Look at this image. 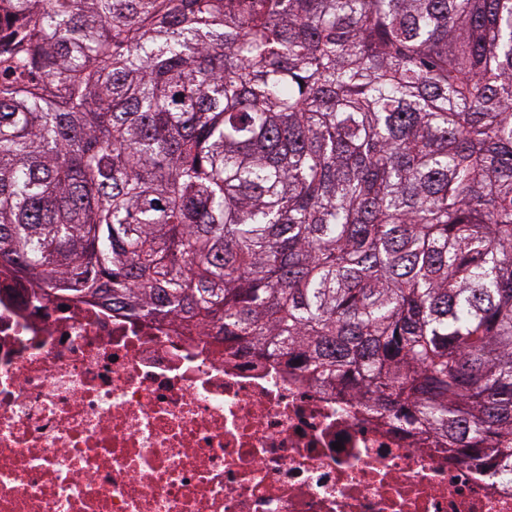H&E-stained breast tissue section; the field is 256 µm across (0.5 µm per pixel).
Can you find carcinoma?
<instances>
[{
	"label": "carcinoma",
	"instance_id": "1",
	"mask_svg": "<svg viewBox=\"0 0 512 512\" xmlns=\"http://www.w3.org/2000/svg\"><path fill=\"white\" fill-rule=\"evenodd\" d=\"M512 468V0H0V270Z\"/></svg>",
	"mask_w": 512,
	"mask_h": 512
}]
</instances>
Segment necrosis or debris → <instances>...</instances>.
Segmentation results:
<instances>
[{
    "label": "necrosis or debris",
    "mask_w": 512,
    "mask_h": 512,
    "mask_svg": "<svg viewBox=\"0 0 512 512\" xmlns=\"http://www.w3.org/2000/svg\"><path fill=\"white\" fill-rule=\"evenodd\" d=\"M0 512H512V481L213 324L1 275Z\"/></svg>",
    "instance_id": "necrosis-or-debris-1"
}]
</instances>
